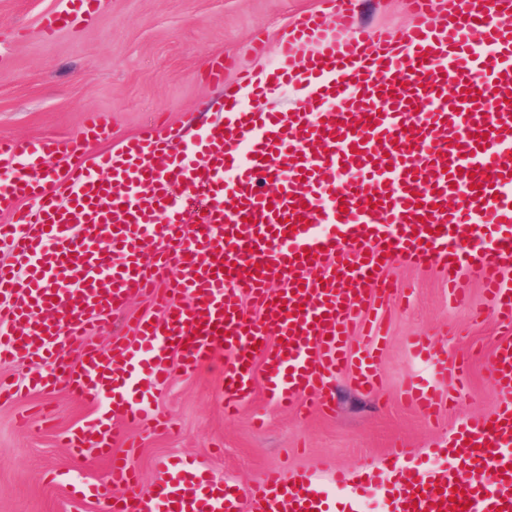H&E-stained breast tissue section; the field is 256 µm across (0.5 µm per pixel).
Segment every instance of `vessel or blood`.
<instances>
[{
	"label": "vessel or blood",
	"instance_id": "1",
	"mask_svg": "<svg viewBox=\"0 0 512 512\" xmlns=\"http://www.w3.org/2000/svg\"><path fill=\"white\" fill-rule=\"evenodd\" d=\"M98 3L63 0L44 28L76 27ZM449 4L434 22L431 0H411L414 22L397 36L363 30L336 0L335 22L314 13L290 25L266 81L243 76V92L225 93L189 140L133 137L90 159L88 143L110 133L100 113L76 137L0 138V208L12 213L0 239L13 253L0 264V362L29 359L30 389L62 385L95 409L66 440L108 459V481L127 488L113 512H334L336 488L358 512L377 484L340 470L320 480L268 469L202 500V473L185 466L142 490L132 453L112 450L110 422L163 426L128 387L157 390L173 366L192 372L218 355L229 416L250 398L258 361L283 406L329 409L324 379L348 364L376 391L384 338L361 318L389 303L392 259L441 273L456 298L480 282L512 329V0ZM285 85L302 90L301 105L266 108ZM50 156L59 164L47 171ZM243 294L257 315L241 310ZM134 296L152 314L126 320L110 348L94 344L95 326ZM358 323L366 339L352 352ZM412 346L433 380L405 398L429 418L459 375L430 337ZM488 373L499 406L465 422L447 468L407 465L394 449L403 472L388 512H512L511 338Z\"/></svg>",
	"mask_w": 512,
	"mask_h": 512
}]
</instances>
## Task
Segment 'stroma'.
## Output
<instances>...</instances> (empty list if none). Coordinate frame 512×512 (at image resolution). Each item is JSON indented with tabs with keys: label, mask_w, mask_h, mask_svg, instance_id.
Listing matches in <instances>:
<instances>
[{
	"label": "stroma",
	"mask_w": 512,
	"mask_h": 512,
	"mask_svg": "<svg viewBox=\"0 0 512 512\" xmlns=\"http://www.w3.org/2000/svg\"><path fill=\"white\" fill-rule=\"evenodd\" d=\"M362 20L399 33L414 21L409 0H354ZM61 0H0V136L54 138L81 132L85 113L110 121L107 139L89 155L121 140L184 129L192 136L211 120V105L237 87L242 73H264L288 27L301 15L335 17L334 0H101L96 15L77 29L46 33L43 16ZM265 53H254L256 44ZM224 59V83L202 77L208 61ZM399 296L384 315L378 393L363 391L352 371L332 375V409L309 402L280 409L255 387L237 419L224 418L221 381L215 368L187 374L174 369L156 407L171 432L113 422L114 450L125 436L138 446L135 463L143 488L157 481L162 463L195 459L213 482L246 484L270 467L303 469L325 477L337 468L368 466L389 484L399 477L390 453L406 446L427 466L445 464L439 450L468 416L495 411L499 395L486 364L506 330L498 324L479 286L467 303L448 301L439 275L393 262L385 272ZM431 336L456 359L462 373L454 403H441L424 418L407 407L401 391L409 380L428 376L409 336ZM92 415L65 388L31 391L0 402V512H104L102 504L76 505L75 478L104 484L107 462L74 457L59 440Z\"/></svg>",
	"instance_id": "obj_1"
}]
</instances>
